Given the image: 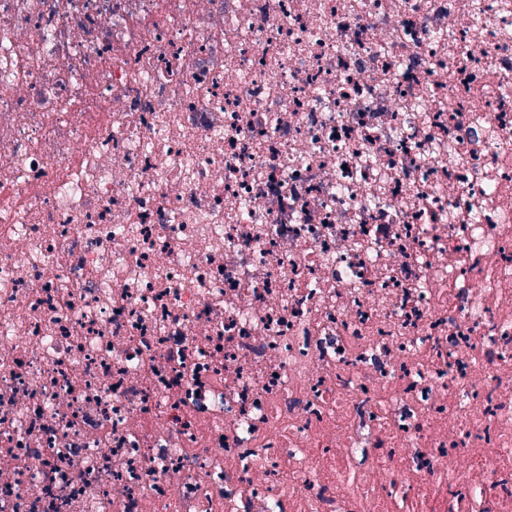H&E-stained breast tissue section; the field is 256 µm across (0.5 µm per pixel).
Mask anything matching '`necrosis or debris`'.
<instances>
[{"instance_id": "obj_1", "label": "necrosis or debris", "mask_w": 512, "mask_h": 512, "mask_svg": "<svg viewBox=\"0 0 512 512\" xmlns=\"http://www.w3.org/2000/svg\"><path fill=\"white\" fill-rule=\"evenodd\" d=\"M0 512H512V0H0Z\"/></svg>"}]
</instances>
